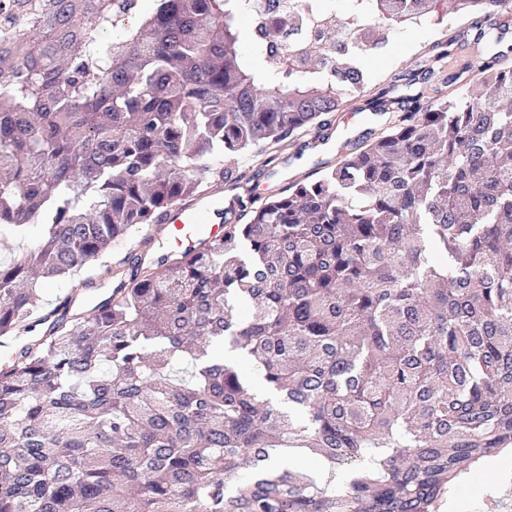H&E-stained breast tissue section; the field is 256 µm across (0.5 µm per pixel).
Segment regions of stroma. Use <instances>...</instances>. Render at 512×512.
I'll use <instances>...</instances> for the list:
<instances>
[{
    "mask_svg": "<svg viewBox=\"0 0 512 512\" xmlns=\"http://www.w3.org/2000/svg\"><path fill=\"white\" fill-rule=\"evenodd\" d=\"M505 26L506 43L512 44V15L493 14L480 22L445 19L441 24L425 21L421 27L392 33L384 54L367 62L368 88L348 97L332 117L330 129H316L298 138L242 153L236 173L244 187L266 197L281 192L295 180L311 179L320 162H336L343 143H355L380 135L402 107L399 95L423 91L434 103L471 91V76H459V66L448 63L428 71L425 61L438 43L457 36L473 38L490 27ZM512 507V458L496 457L470 477L463 479L438 512H507Z\"/></svg>",
    "mask_w": 512,
    "mask_h": 512,
    "instance_id": "1",
    "label": "stroma"
}]
</instances>
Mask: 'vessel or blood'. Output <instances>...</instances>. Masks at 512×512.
<instances>
[{"instance_id":"b4317fda","label":"vessel or blood","mask_w":512,"mask_h":512,"mask_svg":"<svg viewBox=\"0 0 512 512\" xmlns=\"http://www.w3.org/2000/svg\"><path fill=\"white\" fill-rule=\"evenodd\" d=\"M164 222L167 234L177 248L186 251L196 244L195 228L198 224H206L210 237L223 236L224 203L205 189L193 201H182L169 208Z\"/></svg>"}]
</instances>
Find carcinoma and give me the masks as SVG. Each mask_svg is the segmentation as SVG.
I'll return each mask as SVG.
<instances>
[{
    "label": "carcinoma",
    "mask_w": 512,
    "mask_h": 512,
    "mask_svg": "<svg viewBox=\"0 0 512 512\" xmlns=\"http://www.w3.org/2000/svg\"><path fill=\"white\" fill-rule=\"evenodd\" d=\"M8 0L0 11V227L36 247L0 266V338L34 330L38 280L115 294L69 302L0 366V512H436L512 447V68L499 28L479 93L416 98L312 181L257 201L198 250L112 267L109 244L199 193L238 188L237 156L330 126L367 86L380 31L512 0H351L299 61L256 70L237 44L257 0ZM25 29L8 32L18 20ZM452 38L429 70L453 58ZM225 338L288 411L258 398ZM286 448L314 450L330 488ZM115 285L116 283L111 277L96 279L92 287L83 290L81 294L77 296L70 309V313L74 314V317L88 316L91 313V308L95 304L112 295Z\"/></svg>",
    "instance_id": "1"
}]
</instances>
